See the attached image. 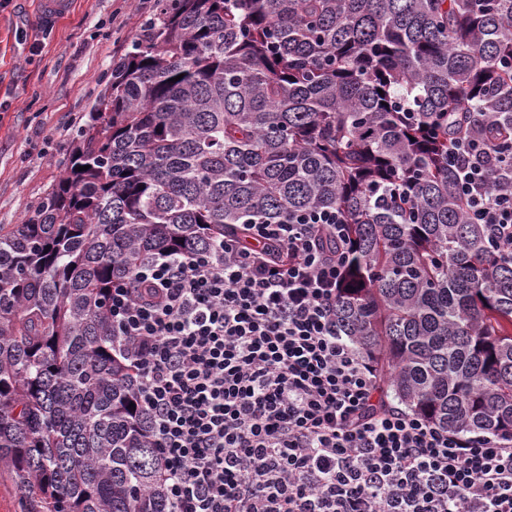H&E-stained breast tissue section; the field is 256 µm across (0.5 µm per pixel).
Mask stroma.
<instances>
[{"mask_svg": "<svg viewBox=\"0 0 512 512\" xmlns=\"http://www.w3.org/2000/svg\"><path fill=\"white\" fill-rule=\"evenodd\" d=\"M156 0H72L45 25L38 0H0V224H20L62 175L115 64Z\"/></svg>", "mask_w": 512, "mask_h": 512, "instance_id": "35a3bbf8", "label": "stroma"}]
</instances>
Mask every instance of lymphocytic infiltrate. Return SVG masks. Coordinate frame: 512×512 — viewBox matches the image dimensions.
<instances>
[{
  "instance_id": "lymphocytic-infiltrate-1",
  "label": "lymphocytic infiltrate",
  "mask_w": 512,
  "mask_h": 512,
  "mask_svg": "<svg viewBox=\"0 0 512 512\" xmlns=\"http://www.w3.org/2000/svg\"><path fill=\"white\" fill-rule=\"evenodd\" d=\"M491 143L448 161L475 223L512 254V185ZM348 226L335 210L159 254L112 289L170 512H512V439L465 436L379 396L341 333Z\"/></svg>"
}]
</instances>
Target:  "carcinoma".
I'll return each instance as SVG.
<instances>
[{
    "label": "carcinoma",
    "instance_id": "1",
    "mask_svg": "<svg viewBox=\"0 0 512 512\" xmlns=\"http://www.w3.org/2000/svg\"><path fill=\"white\" fill-rule=\"evenodd\" d=\"M507 60L512 0H157L68 169L0 229V468L26 512H168L112 286L321 208L382 395L512 438V255L448 167L453 137L512 150Z\"/></svg>",
    "mask_w": 512,
    "mask_h": 512
}]
</instances>
